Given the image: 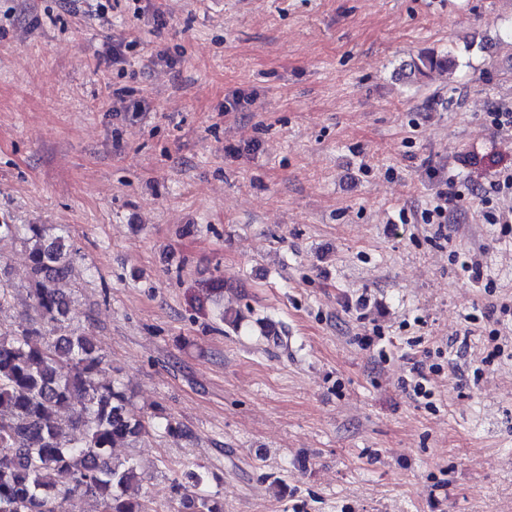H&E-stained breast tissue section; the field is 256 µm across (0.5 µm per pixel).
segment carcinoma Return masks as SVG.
<instances>
[{"mask_svg":"<svg viewBox=\"0 0 512 512\" xmlns=\"http://www.w3.org/2000/svg\"><path fill=\"white\" fill-rule=\"evenodd\" d=\"M450 51L420 53L410 63L425 75L457 65ZM29 244L31 307L36 317L0 331V512H53L59 496L92 499L97 512H148L130 493L138 478L132 459L112 448L162 429L186 433L171 417L155 422L136 409L124 381L99 380L104 357L84 334L64 326L69 301L50 283L70 277L78 252L43 224H0V238ZM174 485L184 512H224L201 488Z\"/></svg>","mask_w":512,"mask_h":512,"instance_id":"cac0c4a2","label":"carcinoma"}]
</instances>
